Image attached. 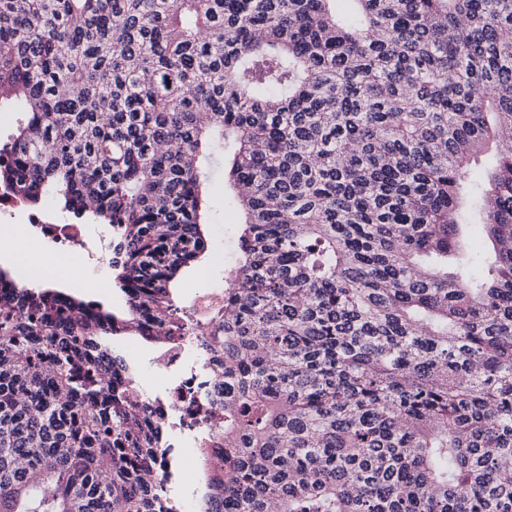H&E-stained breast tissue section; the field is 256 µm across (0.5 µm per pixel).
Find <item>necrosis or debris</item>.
<instances>
[{"label":"necrosis or debris","instance_id":"necrosis-or-debris-1","mask_svg":"<svg viewBox=\"0 0 512 512\" xmlns=\"http://www.w3.org/2000/svg\"><path fill=\"white\" fill-rule=\"evenodd\" d=\"M18 215L26 217L56 253H79L84 265L92 270H103L115 257L110 234L90 236L86 225L72 223L49 208L29 210L22 199L0 189V218ZM202 341V336L192 330L161 337L150 375L135 376L139 398L147 405L150 418L162 424L164 447L152 468V479L166 490V512H205V484L215 474L211 464L215 450L204 443V426L198 416L202 408L217 401L221 391L211 370L212 354ZM186 461L193 468L195 480L184 489L179 485V474Z\"/></svg>","mask_w":512,"mask_h":512}]
</instances>
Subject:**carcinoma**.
Returning a JSON list of instances; mask_svg holds the SVG:
<instances>
[{
  "label": "carcinoma",
  "instance_id": "1",
  "mask_svg": "<svg viewBox=\"0 0 512 512\" xmlns=\"http://www.w3.org/2000/svg\"><path fill=\"white\" fill-rule=\"evenodd\" d=\"M5 107L0 188L107 225L144 321L0 294V512H163L112 333L187 326L213 512H512V0H0ZM219 155L244 220L201 320Z\"/></svg>",
  "mask_w": 512,
  "mask_h": 512
}]
</instances>
